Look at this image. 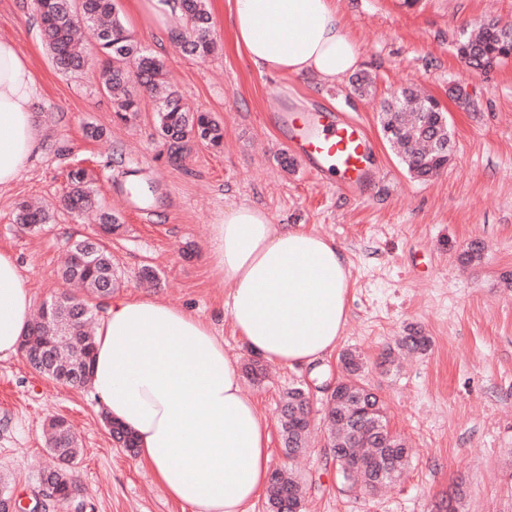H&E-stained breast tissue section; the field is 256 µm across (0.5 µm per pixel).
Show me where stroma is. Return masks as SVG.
<instances>
[{
    "label": "stroma",
    "instance_id": "35a3bbf8",
    "mask_svg": "<svg viewBox=\"0 0 512 512\" xmlns=\"http://www.w3.org/2000/svg\"><path fill=\"white\" fill-rule=\"evenodd\" d=\"M207 3L218 49L202 61L135 19L130 0H118L127 28L163 61L184 102L223 130L217 147L188 139L176 162L157 133L150 94L141 93L134 120H121L102 89L100 60L73 74L58 71L32 0H0V36L13 38L30 60L44 136L28 171L0 192V248L16 256L33 312L63 291L58 270L70 245L95 230L58 204L68 171L79 165L122 222L111 243L118 295L195 313L247 361L207 244L216 211L263 206L273 223L304 225L345 249L353 288L338 347L363 353L389 427L412 453L401 480L374 497L342 487L323 433L305 455L288 458L275 426L280 400L288 388L335 377L337 357L315 370L268 365L266 379H243V390L272 424L271 468L292 469L302 484V512H435L458 489L461 512H512V61L482 72L456 54L463 28L512 22V0H336L359 47V69L375 79L365 97L348 77L328 85L259 73L235 43L229 0ZM411 84L439 100L453 130L452 160L428 181L408 174L378 121L383 100ZM459 87L465 98L456 97ZM317 108L352 117L374 144V175L358 191L291 161L287 133L272 122L276 110ZM90 124L104 130V140L87 136ZM36 199L54 205V218L39 232L23 231L16 207ZM475 240L484 247L482 263H462ZM146 268L158 275L154 287L140 282ZM409 325L431 337L430 351L384 372L380 353ZM56 415L69 419L80 440L74 470L81 491L47 512H182L113 441L90 388L50 381L19 355L0 360V476L17 501L34 499L54 464L43 427Z\"/></svg>",
    "mask_w": 512,
    "mask_h": 512
}]
</instances>
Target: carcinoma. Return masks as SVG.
Listing matches in <instances>:
<instances>
[{
  "label": "carcinoma",
  "mask_w": 512,
  "mask_h": 512,
  "mask_svg": "<svg viewBox=\"0 0 512 512\" xmlns=\"http://www.w3.org/2000/svg\"><path fill=\"white\" fill-rule=\"evenodd\" d=\"M186 32L178 37L186 50L201 59L215 50L211 38V15L206 0H182ZM37 20L52 62L63 73L76 72L89 59L88 46H93L102 62L105 92L116 99V114L126 120L139 111V99L133 91L138 86L157 101V129L161 138L179 158L183 143L194 135L217 145L223 138L218 122L209 115L193 112L173 91L167 80L164 63L148 53L121 22L114 0H34ZM458 56L474 68L488 69L508 61L512 55V32L496 24H485L476 35L465 33L457 43ZM381 122L395 129L390 139L400 160L416 177L426 180L443 171L451 161L448 115L437 99L422 96L411 88L400 90L381 105ZM97 190L94 179L83 167L68 173L64 192L65 205L82 211L92 205ZM50 221L49 211L28 204L19 206L16 223L37 228ZM90 265L76 274L65 269L66 282L84 287V295L63 294L64 309L60 315L37 322L31 330L39 336H52L65 322L73 321V309L88 311L85 297L112 295L119 279L112 266V255L105 245L95 248ZM431 341L422 329L411 326L404 335L380 354L381 364H391L397 354H424ZM94 350L93 336L82 334L77 343L66 344L59 338L54 348V367L58 371L75 364L84 354ZM340 386L346 396L325 402L324 419L328 441L345 455L335 457L342 483L354 480L363 491L372 494L396 482L407 463L404 439L394 433L387 421L379 397L362 382L364 361L355 350L340 355ZM312 406L306 391L298 386L288 389L280 411V431L285 451L293 455L308 445ZM46 442L53 453L75 462L80 450L70 428L49 426ZM384 470L376 481L373 473ZM303 491L298 480L275 471L269 479L266 497L271 512H299Z\"/></svg>",
  "instance_id": "1"
}]
</instances>
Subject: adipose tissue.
<instances>
[{"label":"adipose tissue","mask_w":512,"mask_h":512,"mask_svg":"<svg viewBox=\"0 0 512 512\" xmlns=\"http://www.w3.org/2000/svg\"><path fill=\"white\" fill-rule=\"evenodd\" d=\"M158 33L182 28L181 0H133ZM236 44L259 72L342 81L359 64L334 0H233ZM36 79L0 37V190L41 151ZM208 259L245 347L285 367L331 354L348 317L351 270L335 241L273 223L260 207L217 211ZM32 296L13 254L0 250V359L31 327ZM89 386L99 409L137 439V456L186 512H248L266 489L267 418L244 394L224 339L197 315L143 297H116L97 327Z\"/></svg>","instance_id":"obj_1"}]
</instances>
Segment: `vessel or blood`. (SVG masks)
I'll return each mask as SVG.
<instances>
[{
	"mask_svg": "<svg viewBox=\"0 0 512 512\" xmlns=\"http://www.w3.org/2000/svg\"><path fill=\"white\" fill-rule=\"evenodd\" d=\"M273 119L287 130L290 152L310 171L337 175L349 191L370 178L372 147L357 122L331 112H277Z\"/></svg>",
	"mask_w": 512,
	"mask_h": 512,
	"instance_id": "1",
	"label": "vessel or blood"
}]
</instances>
